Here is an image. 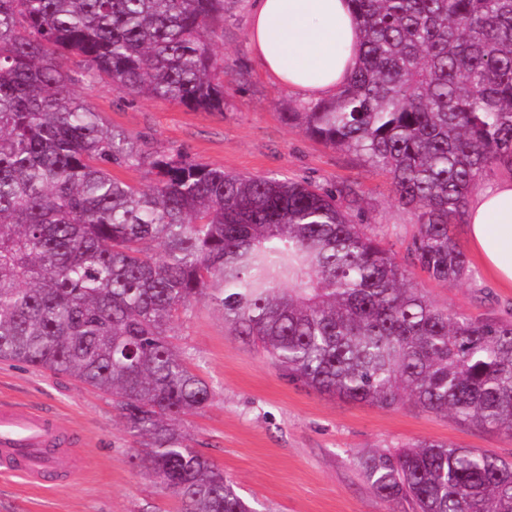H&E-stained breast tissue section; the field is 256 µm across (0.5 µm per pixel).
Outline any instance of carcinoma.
<instances>
[{"mask_svg":"<svg viewBox=\"0 0 512 512\" xmlns=\"http://www.w3.org/2000/svg\"><path fill=\"white\" fill-rule=\"evenodd\" d=\"M336 97L283 119L364 157L416 217L411 265L472 278L454 234L512 170V0H349ZM225 0H0V361L112 396L132 463L182 512H257L180 428L213 399L171 340L202 299L291 381L512 435V319L433 303L325 190L154 155L105 126L69 62L132 97L224 111ZM143 166L136 186L114 167ZM387 512H512V461L421 441L361 455Z\"/></svg>","mask_w":512,"mask_h":512,"instance_id":"cac0c4a2","label":"carcinoma"}]
</instances>
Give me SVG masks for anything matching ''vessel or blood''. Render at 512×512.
<instances>
[{"mask_svg": "<svg viewBox=\"0 0 512 512\" xmlns=\"http://www.w3.org/2000/svg\"><path fill=\"white\" fill-rule=\"evenodd\" d=\"M62 437L61 425L51 412L1 402L0 473L24 477L36 485L45 484L51 474L73 479L80 456Z\"/></svg>", "mask_w": 512, "mask_h": 512, "instance_id": "obj_1", "label": "vessel or blood"}]
</instances>
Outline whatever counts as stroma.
<instances>
[{
	"mask_svg": "<svg viewBox=\"0 0 512 512\" xmlns=\"http://www.w3.org/2000/svg\"><path fill=\"white\" fill-rule=\"evenodd\" d=\"M249 0H227L224 109L197 112L153 98H131L103 80L70 69L74 88L108 127L139 138L158 155L244 176H274L321 188L356 185L362 208L353 213L367 235L407 262L415 217L393 198L386 176L349 150L288 125L285 111L304 101L273 82L249 51ZM468 282L444 285L415 273L437 305L474 315H512V288H500L472 261ZM175 344L214 391L210 405L181 428L194 448L223 469L259 512H386L357 467L372 449L440 441L512 458V437L480 430L404 406L381 409L321 395L287 380L258 349L230 336L210 302L195 303L175 328ZM54 408L80 441V473L62 485L39 487L0 476V512H179L170 491L130 463L138 442L109 398L65 376L0 363V400Z\"/></svg>",
	"mask_w": 512,
	"mask_h": 512,
	"instance_id": "obj_1",
	"label": "stroma"
}]
</instances>
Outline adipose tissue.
<instances>
[{
    "instance_id": "ef3b65f1",
    "label": "adipose tissue",
    "mask_w": 512,
    "mask_h": 512,
    "mask_svg": "<svg viewBox=\"0 0 512 512\" xmlns=\"http://www.w3.org/2000/svg\"><path fill=\"white\" fill-rule=\"evenodd\" d=\"M361 40L347 0H251L255 60L274 82L303 97H335L356 65ZM465 221L485 272L512 288V173L469 196Z\"/></svg>"
}]
</instances>
